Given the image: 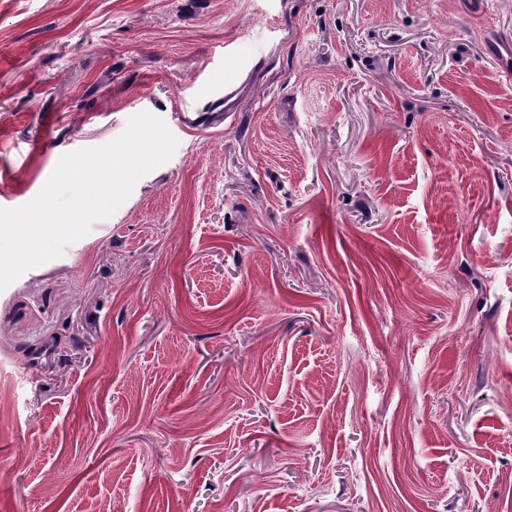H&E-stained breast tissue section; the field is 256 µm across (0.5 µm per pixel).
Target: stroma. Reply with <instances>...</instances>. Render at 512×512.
<instances>
[{
  "instance_id": "1",
  "label": "stroma",
  "mask_w": 512,
  "mask_h": 512,
  "mask_svg": "<svg viewBox=\"0 0 512 512\" xmlns=\"http://www.w3.org/2000/svg\"><path fill=\"white\" fill-rule=\"evenodd\" d=\"M141 112L0 291V512H512V0H0V208Z\"/></svg>"
}]
</instances>
